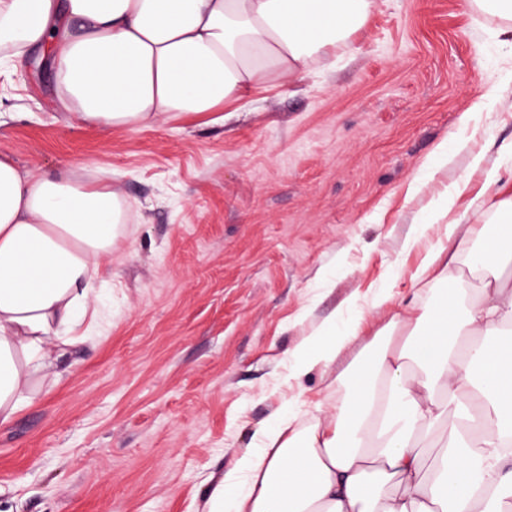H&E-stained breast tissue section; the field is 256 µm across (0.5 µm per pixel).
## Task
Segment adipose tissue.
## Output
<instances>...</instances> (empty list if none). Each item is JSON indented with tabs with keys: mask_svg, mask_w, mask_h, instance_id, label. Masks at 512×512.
<instances>
[{
	"mask_svg": "<svg viewBox=\"0 0 512 512\" xmlns=\"http://www.w3.org/2000/svg\"><path fill=\"white\" fill-rule=\"evenodd\" d=\"M374 0H0V62L52 52L57 102L109 132L170 112H209L331 57ZM432 200L428 222L457 249L433 246L417 274L441 286L429 307L408 301L383 328L402 335L350 378L337 413L302 430L291 415L257 425L255 447L207 491L208 512H512V194L490 199L495 223ZM127 205L106 179L66 169L34 178L0 155V425L57 367L49 341L78 346L94 274H108ZM475 304L457 288L471 240ZM325 323L293 353L305 374L329 367L358 336ZM437 456L425 466L423 449ZM243 492H236L239 481Z\"/></svg>",
	"mask_w": 512,
	"mask_h": 512,
	"instance_id": "ef3b65f1",
	"label": "adipose tissue"
}]
</instances>
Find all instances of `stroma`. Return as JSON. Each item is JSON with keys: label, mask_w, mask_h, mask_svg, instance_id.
<instances>
[{"label": "stroma", "mask_w": 512, "mask_h": 512, "mask_svg": "<svg viewBox=\"0 0 512 512\" xmlns=\"http://www.w3.org/2000/svg\"><path fill=\"white\" fill-rule=\"evenodd\" d=\"M476 0H375L301 77L223 112L101 133L57 106L34 52L0 76V154L37 177L101 176L129 205L70 370L0 426V512H200L288 402L332 407L338 376L413 294L452 190L472 211L512 171V41ZM360 334L293 379L328 318Z\"/></svg>", "instance_id": "obj_1"}]
</instances>
